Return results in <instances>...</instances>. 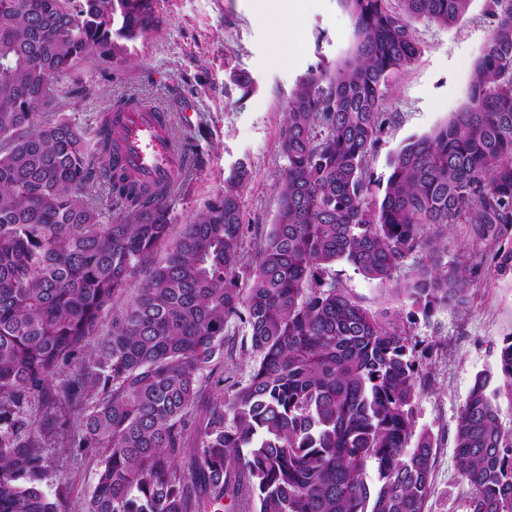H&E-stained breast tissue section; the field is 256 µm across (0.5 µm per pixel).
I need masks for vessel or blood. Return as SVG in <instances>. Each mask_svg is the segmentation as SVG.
<instances>
[{"instance_id":"b4317fda","label":"vessel or blood","mask_w":512,"mask_h":512,"mask_svg":"<svg viewBox=\"0 0 512 512\" xmlns=\"http://www.w3.org/2000/svg\"><path fill=\"white\" fill-rule=\"evenodd\" d=\"M116 123L120 165L149 187L174 183L188 155L157 109L147 105L126 109Z\"/></svg>"}]
</instances>
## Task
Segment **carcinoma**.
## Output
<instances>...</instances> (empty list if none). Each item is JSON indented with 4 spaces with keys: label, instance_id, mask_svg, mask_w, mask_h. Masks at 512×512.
<instances>
[{
    "label": "carcinoma",
    "instance_id": "1",
    "mask_svg": "<svg viewBox=\"0 0 512 512\" xmlns=\"http://www.w3.org/2000/svg\"><path fill=\"white\" fill-rule=\"evenodd\" d=\"M340 3L354 47L291 93L278 208L243 287L245 170L170 243L169 192L116 162L112 112L137 100L91 132L42 119L60 78L154 26L151 0H0V512H58L40 487L37 406L102 458L85 512H224L226 498L234 512H427L437 442L418 426L409 339L332 270L346 262L385 286L413 255L395 292L425 313L468 308L465 264L441 265L425 230L512 231V0H489L466 106L409 137L384 181L370 160L391 79L421 54L415 22L455 26L471 0ZM96 183L103 209L85 200ZM233 319L249 327L254 366L226 396L203 370ZM504 386L512 338L455 422L468 512H512Z\"/></svg>",
    "mask_w": 512,
    "mask_h": 512
}]
</instances>
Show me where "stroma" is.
Listing matches in <instances>:
<instances>
[{"label": "stroma", "instance_id": "stroma-1", "mask_svg": "<svg viewBox=\"0 0 512 512\" xmlns=\"http://www.w3.org/2000/svg\"><path fill=\"white\" fill-rule=\"evenodd\" d=\"M152 7V30L117 58L80 64L63 79L52 113L89 130L123 97L167 112L176 134L199 158L172 205L176 232L223 192L233 169L245 167L242 252L245 263H252L277 209L275 186L287 165L279 132L291 92L311 69L350 52L351 18L339 0H309L294 29L288 26L286 0H152ZM486 9L487 0H472L467 17L451 28L417 22L421 54L389 87L387 109L394 120L371 159L374 178H386L387 159L406 138L429 133L466 102L473 63L490 34ZM238 74L250 77V92L236 84ZM447 235L442 263H466L472 281L465 313L439 308L426 315L350 265L337 264L335 273L365 308L387 314L406 331L425 376L418 422L438 443L428 510L467 512L469 488L459 474L454 425L476 373L494 368L501 346L512 337V269L497 270L491 261L496 244L474 241L468 225H451ZM253 365L249 328L232 320L225 330L224 363L212 377L223 380L229 392L249 378ZM69 439L66 433L48 434L43 488L60 512H83L100 461L77 454Z\"/></svg>", "mask_w": 512, "mask_h": 512}]
</instances>
